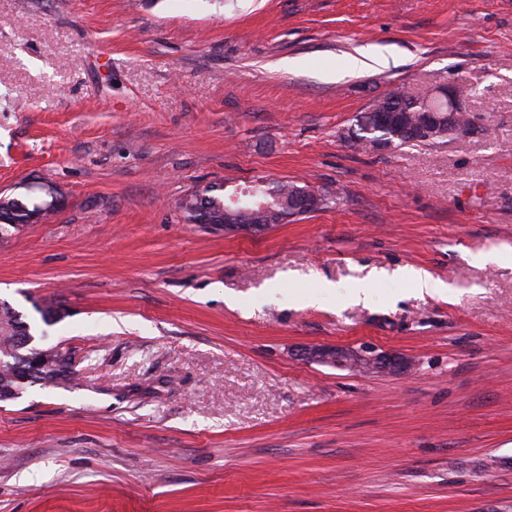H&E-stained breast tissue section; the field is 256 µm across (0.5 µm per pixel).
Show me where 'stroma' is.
I'll return each mask as SVG.
<instances>
[{
  "mask_svg": "<svg viewBox=\"0 0 512 512\" xmlns=\"http://www.w3.org/2000/svg\"><path fill=\"white\" fill-rule=\"evenodd\" d=\"M448 85L480 129L344 140ZM260 177L337 202L184 221L188 192ZM34 180L66 206L0 238V301L78 381L0 403V512H512V0H0V195ZM402 112H405V111L403 110V108L401 106H388L386 108L381 109L376 114V123H377L378 127L387 129L392 126L400 125L403 120ZM380 128L373 126L372 130H368V131H370V133H368V131L363 132V129H361L358 125H356V128L354 126L353 128L351 127L350 129H351V133H354L355 129L358 131V133L356 135L357 139H354V138L352 139V138H349L348 136H345L344 138H346L348 140V141L347 140H345V141L351 143L353 146L362 145L361 141H358V139L363 138V137H367L369 139L392 140L394 143V147L402 146V145H405L408 143H412V144L437 143V142H425V141H421V140L415 141L408 137L395 138L390 131L383 130ZM408 280L413 282L420 290V292L425 291L428 294H436L440 293L445 285L438 280H435L429 272L423 269L412 268L410 270H406L405 273ZM298 356L307 362L338 369H351L371 374H393L410 369L401 357L377 352L373 347L352 349L340 346L311 345L299 350Z\"/></svg>",
  "mask_w": 512,
  "mask_h": 512,
  "instance_id": "1",
  "label": "stroma"
}]
</instances>
